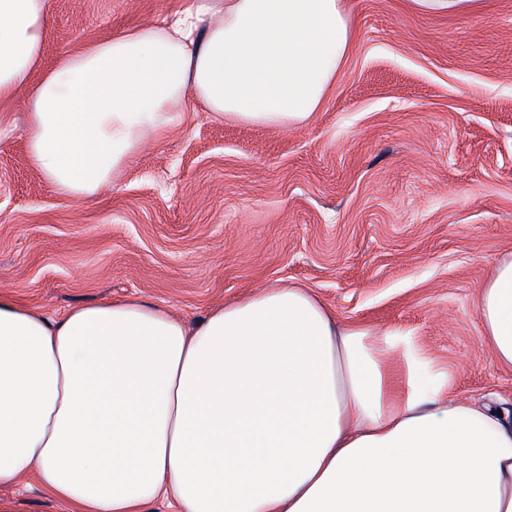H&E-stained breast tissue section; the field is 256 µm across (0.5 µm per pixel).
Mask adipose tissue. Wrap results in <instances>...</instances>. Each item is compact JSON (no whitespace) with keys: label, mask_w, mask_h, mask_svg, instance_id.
Segmentation results:
<instances>
[{"label":"adipose tissue","mask_w":512,"mask_h":512,"mask_svg":"<svg viewBox=\"0 0 512 512\" xmlns=\"http://www.w3.org/2000/svg\"><path fill=\"white\" fill-rule=\"evenodd\" d=\"M50 0H0V103L31 166L87 200L187 103L288 129L354 48L347 0H186L43 68ZM512 368V254L477 300ZM404 334L273 286L187 325L139 300L49 315L0 291V489L72 512H512V417L453 400Z\"/></svg>","instance_id":"obj_1"}]
</instances>
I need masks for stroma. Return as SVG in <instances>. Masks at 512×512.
Masks as SVG:
<instances>
[{"label": "stroma", "instance_id": "35a3bbf8", "mask_svg": "<svg viewBox=\"0 0 512 512\" xmlns=\"http://www.w3.org/2000/svg\"><path fill=\"white\" fill-rule=\"evenodd\" d=\"M184 0H51L44 63ZM356 48L310 122L189 111L90 200L30 166L23 108L0 106V290L53 315L136 295L195 322L267 284L400 329L454 398L512 414V369L477 296L512 254V0L424 16L349 0ZM0 512H68L27 478Z\"/></svg>", "mask_w": 512, "mask_h": 512}]
</instances>
